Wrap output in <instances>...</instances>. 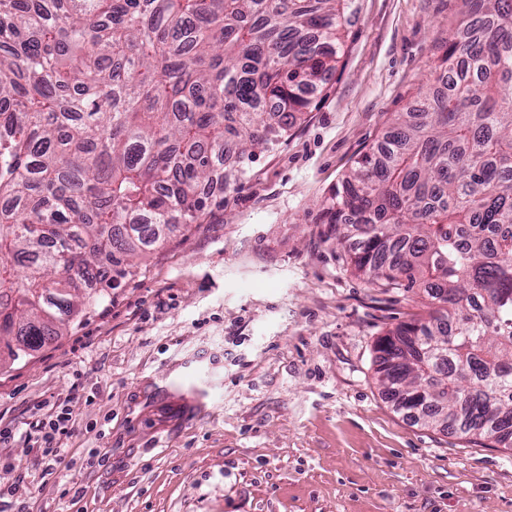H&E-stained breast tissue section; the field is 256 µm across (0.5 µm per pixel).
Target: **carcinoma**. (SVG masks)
<instances>
[{
	"instance_id": "1",
	"label": "carcinoma",
	"mask_w": 512,
	"mask_h": 512,
	"mask_svg": "<svg viewBox=\"0 0 512 512\" xmlns=\"http://www.w3.org/2000/svg\"><path fill=\"white\" fill-rule=\"evenodd\" d=\"M434 85L326 205L358 275L428 312L378 381L512 448V0H458ZM352 0H0V337L38 351L270 150L336 70ZM278 122L265 118L267 109ZM422 393L405 396L399 382Z\"/></svg>"
}]
</instances>
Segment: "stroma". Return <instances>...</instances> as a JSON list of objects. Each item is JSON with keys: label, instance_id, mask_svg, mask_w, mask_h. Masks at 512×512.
I'll use <instances>...</instances> for the list:
<instances>
[{"label": "stroma", "instance_id": "1", "mask_svg": "<svg viewBox=\"0 0 512 512\" xmlns=\"http://www.w3.org/2000/svg\"><path fill=\"white\" fill-rule=\"evenodd\" d=\"M311 112L105 301L0 368V490L39 406L71 399L65 457L11 512H512V449L398 411L375 344L420 289L353 273L324 206L428 91L454 0H355ZM209 384L206 408L192 386Z\"/></svg>", "mask_w": 512, "mask_h": 512}]
</instances>
